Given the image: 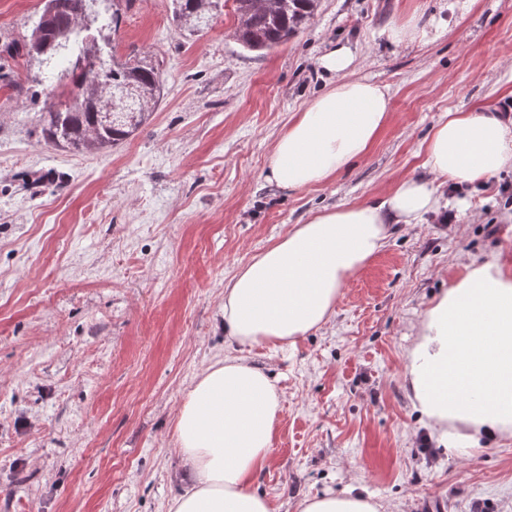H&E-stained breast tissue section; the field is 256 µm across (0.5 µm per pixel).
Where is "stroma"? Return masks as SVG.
I'll use <instances>...</instances> for the list:
<instances>
[{
	"instance_id": "obj_1",
	"label": "stroma",
	"mask_w": 512,
	"mask_h": 512,
	"mask_svg": "<svg viewBox=\"0 0 512 512\" xmlns=\"http://www.w3.org/2000/svg\"><path fill=\"white\" fill-rule=\"evenodd\" d=\"M320 0L307 28L258 56L232 37L234 4L187 35L163 0L123 11L117 51L157 52L163 98L110 150L45 143L39 118L70 87L0 54V512H168L189 486L176 451L185 394L237 352L224 287L315 212L370 202L408 176L447 112L512 99V0ZM41 0H0V44L29 35ZM407 23L421 33L390 44ZM388 86L392 116L330 181L268 179L277 137L327 86L320 57ZM468 217L398 230L343 289L331 321L246 357L282 393L252 486L272 512L352 486L393 512H512V438L469 455L427 450L404 354L423 312L490 254L512 268V169L465 193Z\"/></svg>"
}]
</instances>
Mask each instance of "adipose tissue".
<instances>
[{
    "label": "adipose tissue",
    "mask_w": 512,
    "mask_h": 512,
    "mask_svg": "<svg viewBox=\"0 0 512 512\" xmlns=\"http://www.w3.org/2000/svg\"><path fill=\"white\" fill-rule=\"evenodd\" d=\"M350 47L319 59L332 83L276 140L270 178L286 190L333 179L363 156L391 117L386 87L349 78ZM432 177L409 176L371 203L326 208L239 268L224 288V333L240 347L294 344L336 312L345 283L396 230L441 208V185L482 183L512 167V126L491 108L446 113L423 146ZM412 404L458 455L481 437L512 436V270L500 256L453 279L425 310L405 354ZM281 393L246 357L228 356L197 378L175 427L190 487L168 512H270L251 480L271 449ZM300 512H390L353 490L306 498Z\"/></svg>",
    "instance_id": "1"
}]
</instances>
